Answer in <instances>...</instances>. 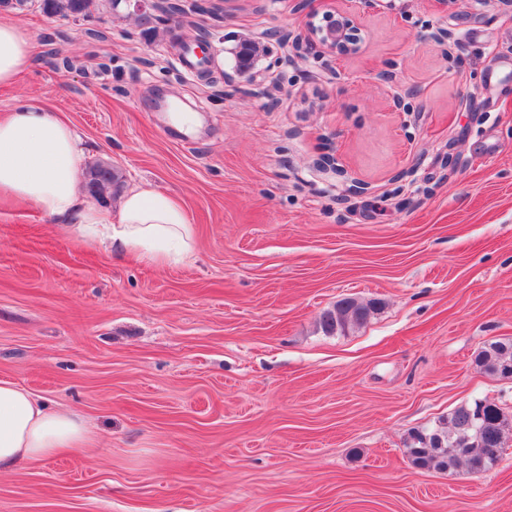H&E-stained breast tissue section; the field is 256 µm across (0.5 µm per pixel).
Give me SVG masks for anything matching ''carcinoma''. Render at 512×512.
Returning a JSON list of instances; mask_svg holds the SVG:
<instances>
[{
	"label": "carcinoma",
	"mask_w": 512,
	"mask_h": 512,
	"mask_svg": "<svg viewBox=\"0 0 512 512\" xmlns=\"http://www.w3.org/2000/svg\"><path fill=\"white\" fill-rule=\"evenodd\" d=\"M91 0H44L51 15L78 17L87 13ZM374 302L345 297L326 309L320 328L326 335L345 334L361 326L376 313ZM476 370L492 378H512V338L485 344L474 358ZM512 435V414L485 400H474L457 407L448 415V426L409 436L407 457L411 465L439 471L464 466L471 473L493 468L499 460L496 452L505 448Z\"/></svg>",
	"instance_id": "1"
}]
</instances>
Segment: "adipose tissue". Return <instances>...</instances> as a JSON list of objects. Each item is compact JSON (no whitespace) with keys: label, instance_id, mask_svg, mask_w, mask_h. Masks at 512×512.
Masks as SVG:
<instances>
[{"label":"adipose tissue","instance_id":"1","mask_svg":"<svg viewBox=\"0 0 512 512\" xmlns=\"http://www.w3.org/2000/svg\"><path fill=\"white\" fill-rule=\"evenodd\" d=\"M33 65L32 36L0 21V84ZM82 149L71 126L51 108L19 101L0 117V198L34 205L76 236L105 250L133 253L158 266L182 260L195 246L181 203L148 188L124 193L117 208L88 202ZM87 433L71 412L0 381V473L83 447Z\"/></svg>","mask_w":512,"mask_h":512}]
</instances>
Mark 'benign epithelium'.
<instances>
[{
	"label": "benign epithelium",
	"mask_w": 512,
	"mask_h": 512,
	"mask_svg": "<svg viewBox=\"0 0 512 512\" xmlns=\"http://www.w3.org/2000/svg\"><path fill=\"white\" fill-rule=\"evenodd\" d=\"M309 39L292 38L279 30H268L264 36L275 39L288 47L285 55V62L288 64L296 62L305 56L313 42L319 45L328 54L339 58L352 54L359 49V35L350 15L343 12H336V16H328L326 23L315 27L311 31ZM316 168L323 173H332L338 176L344 173L342 166L336 156V150L326 148L315 161Z\"/></svg>",
	"instance_id": "1"
}]
</instances>
